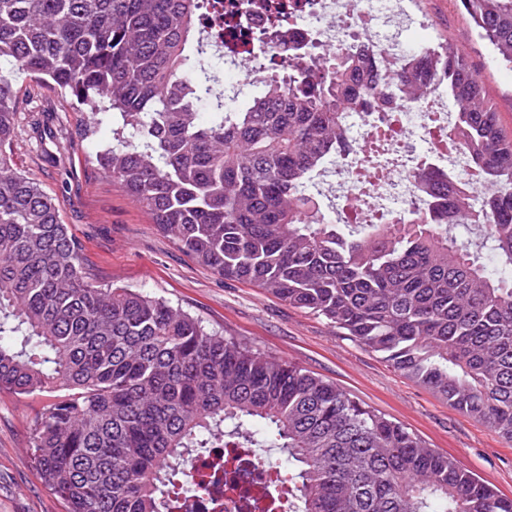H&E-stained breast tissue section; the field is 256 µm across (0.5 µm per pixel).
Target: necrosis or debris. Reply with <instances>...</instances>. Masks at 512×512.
<instances>
[{
	"instance_id": "4bbe7bcc",
	"label": "necrosis or debris",
	"mask_w": 512,
	"mask_h": 512,
	"mask_svg": "<svg viewBox=\"0 0 512 512\" xmlns=\"http://www.w3.org/2000/svg\"><path fill=\"white\" fill-rule=\"evenodd\" d=\"M411 17L408 0H207L201 24L213 39L211 58L224 62V84L232 89L224 103L230 110L240 97L254 93L271 78L269 61H286L299 49L327 51L345 40L365 47L374 66H382L379 26ZM448 103V81L442 78L414 102L396 100L376 112L349 113L347 134L355 148L331 156L316 184L343 198L346 212L356 215L359 223L370 224L384 214L399 215L420 199L414 182L405 177L419 160H429L454 186L478 181V170L464 156H449L431 134L433 124L447 125ZM390 112L399 122L394 144L382 153L388 175L371 180L369 193H361L353 171L364 143ZM274 489L260 470L245 480L227 476L214 512H267Z\"/></svg>"
}]
</instances>
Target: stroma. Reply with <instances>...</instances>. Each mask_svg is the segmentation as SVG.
Masks as SVG:
<instances>
[{"label":"stroma","mask_w":512,"mask_h":512,"mask_svg":"<svg viewBox=\"0 0 512 512\" xmlns=\"http://www.w3.org/2000/svg\"><path fill=\"white\" fill-rule=\"evenodd\" d=\"M417 15L430 28H403L404 45L414 47L429 38L463 47L503 129L512 134V71L471 36L468 18L454 0H417ZM16 89L14 159L59 204L97 281L164 299L201 319L208 330L336 384L512 497V443L395 371L380 354L337 333L324 317L198 263L100 170L94 155L111 142V123L88 128L85 113L35 77L19 76ZM46 126L53 137L44 142L40 131ZM49 400L46 393H0V512H65L28 451L31 429Z\"/></svg>","instance_id":"obj_1"}]
</instances>
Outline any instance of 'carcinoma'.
Wrapping results in <instances>:
<instances>
[{
    "mask_svg": "<svg viewBox=\"0 0 512 512\" xmlns=\"http://www.w3.org/2000/svg\"><path fill=\"white\" fill-rule=\"evenodd\" d=\"M512 70V0H457ZM199 0H0V392H49L30 454L66 512H181L179 481L212 448H275L286 501L268 512H512V498L337 385L205 329L144 293L101 284L59 204L14 167L26 72L75 100L112 145L104 174L217 274L324 317L448 406L512 441V135L450 43L402 52L357 85L345 44L296 57L224 111ZM452 80L439 130L483 173L454 188L421 162L426 206L386 224L340 223L307 186L346 114ZM209 108L201 122L198 103Z\"/></svg>",
    "mask_w": 512,
    "mask_h": 512,
    "instance_id": "cac0c4a2",
    "label": "carcinoma"
}]
</instances>
